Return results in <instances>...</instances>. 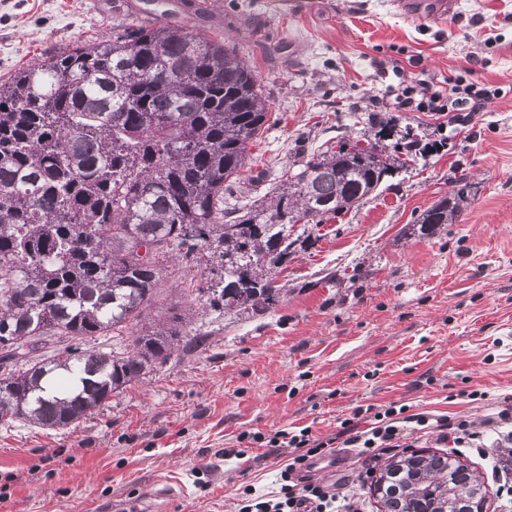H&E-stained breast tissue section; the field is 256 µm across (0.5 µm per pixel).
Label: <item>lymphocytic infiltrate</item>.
Wrapping results in <instances>:
<instances>
[{
	"instance_id": "1",
	"label": "lymphocytic infiltrate",
	"mask_w": 512,
	"mask_h": 512,
	"mask_svg": "<svg viewBox=\"0 0 512 512\" xmlns=\"http://www.w3.org/2000/svg\"><path fill=\"white\" fill-rule=\"evenodd\" d=\"M497 94L496 89L474 79L461 76L448 78L446 86L426 83L419 92L404 88L395 96V108L416 109L419 112H478ZM371 418L368 428H361L364 418ZM422 431L433 429L441 436H453L464 448L476 449L487 455L497 449L498 455L491 463V478L497 484L498 494L512 495V457L502 449L512 444V405L497 413L475 421L451 416L428 418L426 414L408 413L406 405L389 404L379 411L369 412L367 407L354 408L350 418L344 419L337 433L344 447L358 449L367 459H378L381 452L400 447L406 440L408 429ZM271 448L288 446L295 454L281 475L283 483L277 497L268 499L256 496L247 499L240 512H340V499L335 488L302 478L301 472L309 460L324 455L329 441L313 436L309 428L289 435L287 440L271 437Z\"/></svg>"
}]
</instances>
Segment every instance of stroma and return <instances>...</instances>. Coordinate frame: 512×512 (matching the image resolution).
Returning <instances> with one entry per match:
<instances>
[{
    "instance_id": "35a3bbf8",
    "label": "stroma",
    "mask_w": 512,
    "mask_h": 512,
    "mask_svg": "<svg viewBox=\"0 0 512 512\" xmlns=\"http://www.w3.org/2000/svg\"><path fill=\"white\" fill-rule=\"evenodd\" d=\"M101 2L0 0V76L111 39L119 25L177 24L228 38L254 68L271 102L258 169L280 172L384 126L394 130L384 146L406 135L429 150L314 228L266 312L210 307L221 268L208 252L162 261L157 310L199 309L188 332L205 343L75 426H0V512H106L119 499L152 512L166 482V512H238L244 486L278 491L291 456L242 448L240 433L307 426L328 439L360 405L479 417L512 395V0H458L444 21L405 18L392 0H186L180 14L176 0ZM472 56L477 79L499 94L457 122L366 101L461 75ZM463 173L475 197L459 222L410 234ZM474 390L484 399H470ZM368 466L351 456L332 481L360 512H380L360 481Z\"/></svg>"
}]
</instances>
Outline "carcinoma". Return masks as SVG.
Masks as SVG:
<instances>
[{"label":"carcinoma","mask_w":512,"mask_h":512,"mask_svg":"<svg viewBox=\"0 0 512 512\" xmlns=\"http://www.w3.org/2000/svg\"><path fill=\"white\" fill-rule=\"evenodd\" d=\"M270 111L257 76L225 41L168 23L116 28L0 79V424L69 428L201 341L192 309L153 318L160 257L199 247L224 267L208 287L227 313L278 301L298 224L359 205L415 158L344 141L281 171L264 199L224 209ZM455 190L415 220L433 236L473 197ZM112 335L131 349L89 345ZM52 336L65 352L41 358ZM22 367H16L17 362ZM385 510L463 512L476 485L448 481V457L409 462Z\"/></svg>","instance_id":"1"}]
</instances>
